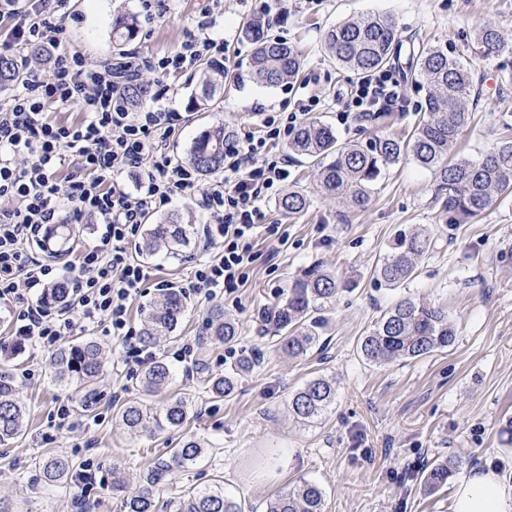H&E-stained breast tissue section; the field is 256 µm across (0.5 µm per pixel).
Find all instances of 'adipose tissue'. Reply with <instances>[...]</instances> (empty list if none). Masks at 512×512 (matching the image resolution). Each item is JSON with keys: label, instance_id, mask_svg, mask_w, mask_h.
Wrapping results in <instances>:
<instances>
[{"label": "adipose tissue", "instance_id": "obj_1", "mask_svg": "<svg viewBox=\"0 0 512 512\" xmlns=\"http://www.w3.org/2000/svg\"><path fill=\"white\" fill-rule=\"evenodd\" d=\"M451 512H512V474L494 468L472 473L455 486Z\"/></svg>", "mask_w": 512, "mask_h": 512}]
</instances>
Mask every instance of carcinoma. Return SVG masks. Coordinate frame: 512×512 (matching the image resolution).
Returning a JSON list of instances; mask_svg holds the SVG:
<instances>
[{
	"mask_svg": "<svg viewBox=\"0 0 512 512\" xmlns=\"http://www.w3.org/2000/svg\"><path fill=\"white\" fill-rule=\"evenodd\" d=\"M136 20L121 15L112 22V43L120 47L133 39ZM242 32L252 47V76L260 84L275 88L298 76L303 67L301 52L287 40L271 34L259 19H250ZM483 54L499 53L509 46V38L496 25H484L476 35ZM329 57L342 70L362 75L391 63L402 47L400 30L392 19L366 16L340 22L325 33ZM419 73L431 92L421 107L422 117L410 138L382 135L365 145L342 146L330 126L321 121L298 127L290 142L297 155L329 159L319 172L322 193L362 208L370 200L373 186L383 171L404 159H411L435 177V203L444 224H470L497 203L512 195V137L502 138L478 160L456 158L454 150L462 130L470 123L473 104L471 63L438 47H429L412 55ZM216 67L206 62L200 68V94L196 106L208 108L219 90L213 79ZM26 72L13 59L0 55V89L22 82ZM149 93L148 84L140 82L126 97L128 108L141 107ZM233 132L219 123L204 130L193 142L189 162L201 175L215 174L224 168L227 147ZM310 202L299 190L283 195L279 210L288 216L300 215ZM187 242L182 217L168 215L147 224L141 250L152 254L165 245L175 250ZM432 246V231L413 227L397 231L382 263L375 267L377 280L394 287L411 279L419 260ZM345 283L335 272L320 263L304 268L291 284L288 298L267 309L265 322L278 336V349L290 358L304 356L320 338L325 318L320 315L336 299ZM186 310L185 297L176 288H165L142 318L141 339L153 344L171 335L181 323ZM212 337L231 343L238 337L236 324L224 318V311L211 313ZM456 331L448 312L440 307L403 298L391 307L360 342L366 360L386 364L399 359H416L451 346ZM254 359L244 356L223 375L204 380L207 392L216 397L232 395L239 376L249 371ZM57 379L74 382L91 395L102 372L100 347L92 340L63 346L51 358ZM172 374L168 365L155 361L142 373L140 384L150 393L168 386ZM336 399V384L316 376L297 390L289 401L293 417L309 425L324 415ZM191 403L184 397H172L159 407L144 401H128L116 413L128 434L174 430L190 418ZM24 409L17 396L15 381L0 372V442L21 435ZM204 444L194 437L184 439L170 450L169 459H161L147 473L138 490L123 500L126 512H158L156 491L171 467L186 468L197 462ZM462 460L435 463L423 477L425 489L433 491L448 483ZM44 478L57 483L68 478L74 468L71 459L48 456L39 460ZM178 512H244L242 504L224 494L217 483L188 491L180 500ZM266 512H324V494L315 482L303 480L278 493L267 503Z\"/></svg>",
	"mask_w": 512,
	"mask_h": 512,
	"instance_id": "1",
	"label": "carcinoma"
}]
</instances>
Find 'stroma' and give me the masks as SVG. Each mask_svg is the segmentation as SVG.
I'll list each match as a JSON object with an SVG mask.
<instances>
[{
  "label": "stroma",
  "mask_w": 512,
  "mask_h": 512,
  "mask_svg": "<svg viewBox=\"0 0 512 512\" xmlns=\"http://www.w3.org/2000/svg\"><path fill=\"white\" fill-rule=\"evenodd\" d=\"M205 4L175 0L171 15L148 22L141 0H69L73 19L62 47L97 66L115 62L119 53L112 46V20L128 14L139 21L129 48L161 56L180 46ZM261 5V0H224V16L213 32L228 40L224 69L239 81L214 106L195 109L197 74L166 78V102L181 115L171 144L177 160L186 161L194 140L216 122L239 139L258 131V107L278 110L290 88L321 98L313 117L333 125L341 144L386 133L406 135L428 92L425 78L409 63L413 46L443 47L475 67L479 101L473 123L456 146L459 154L480 157L502 138L505 124H512V53L485 57L475 42L479 28L489 22L512 36V0H280L285 17L273 31L297 46L304 67L292 86L276 88L252 79L251 46L241 35L243 21L259 15ZM369 14L392 16L402 29L405 48L391 68L406 106L373 122L345 126L337 115L347 108V91L356 76L339 71L328 58L324 33L342 20ZM273 152L287 155V186L307 195V211L290 217L276 204L266 205V223L281 225L287 243L259 236L257 259L236 299L189 296L174 335L152 346L157 357L170 362L174 377L147 400L160 405L172 395L187 394L192 411L183 428L133 437L119 425L114 411L139 397L140 370L127 365L122 344L98 328L73 336L77 342L96 341L103 354L93 403L82 409L75 384L54 378L50 352L19 336L9 312L0 307V365L12 369L27 411L25 433L0 444V500L15 512H85V503L90 506L86 512H124L121 497L110 491L113 472H122L128 492H135L155 460L189 436L205 442V455L196 465L169 474L160 491L162 512H175L190 488L218 480L225 494L248 512H263L270 498L303 479L321 486L325 512H450L453 482L489 462L512 471V437L501 431L502 421L512 417V201L495 206L475 223L447 226L432 204L434 176L405 160L386 170L365 208L355 209L321 195L316 161L290 153L284 143ZM162 212L182 216L189 242L179 251L162 247L150 256L140 253L138 243L130 244L132 258L151 270L129 307L136 328L160 287L186 286L197 259L215 251L202 233L203 217L193 197L174 195ZM415 224L434 229L432 252L414 279L396 288L379 284L376 264L395 233ZM74 230L60 256L35 244L28 251L42 263L70 267L83 248L98 242L94 225L78 224ZM317 262L351 277L356 286L326 308L319 344L303 357L290 358L279 352L275 337L264 333L263 312L286 299L301 270ZM403 297L447 308L457 333L454 345L383 366L367 361L358 349L360 336ZM218 308L239 327L234 343L210 335L211 312ZM191 341L198 344L192 360L174 361V351ZM250 353L256 354V364L240 377L231 396L206 393L205 374L224 373ZM317 375L335 381L336 401L306 427L293 418L288 401ZM62 402L68 403L80 429L58 427L54 415ZM47 455H62L79 465L92 462V488L84 489L76 475L46 483L36 461ZM451 456L464 460L452 483L426 491L423 469Z\"/></svg>",
  "instance_id": "obj_1"
}]
</instances>
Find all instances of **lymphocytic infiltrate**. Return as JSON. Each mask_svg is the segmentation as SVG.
<instances>
[{
	"label": "lymphocytic infiltrate",
	"instance_id": "obj_1",
	"mask_svg": "<svg viewBox=\"0 0 512 512\" xmlns=\"http://www.w3.org/2000/svg\"><path fill=\"white\" fill-rule=\"evenodd\" d=\"M14 24L0 39V50L15 52L40 45L44 61L23 58L29 76L0 113V199L14 205L0 210V300L15 305L20 335L46 351L85 328H102L126 350L127 360L142 365L154 354L142 344L129 319L128 302L150 277L147 266L132 259L129 245L147 213L172 196L196 197L205 217L203 235L224 244L223 253L198 261L189 291L215 297L244 286L257 259L256 237L278 236L279 225L265 223L264 208L290 176L288 159L271 147L292 137L301 116L321 103L309 95L291 111L260 112L258 133L245 134L227 153L222 179L201 185L193 167L174 161L171 141L180 115L153 97L140 111L126 107L129 86L144 71L163 77L193 70L224 53V41L212 34L224 14V0H208L192 31L174 52L148 56L138 50L117 61L89 65L79 52L61 50L67 28V0H0V15ZM349 96L358 117L388 112L402 104L401 83L390 69L369 72L353 82ZM74 106L81 122L48 121L46 105ZM76 163L66 183L57 180L63 157ZM136 169L134 190L118 179ZM96 223L98 242L84 248L68 275L71 294L53 301L33 297L61 280L53 266L33 260L30 241L43 238L54 224Z\"/></svg>",
	"mask_w": 512,
	"mask_h": 512
}]
</instances>
